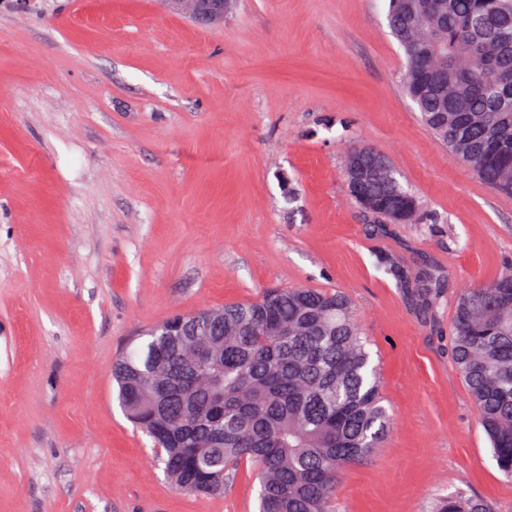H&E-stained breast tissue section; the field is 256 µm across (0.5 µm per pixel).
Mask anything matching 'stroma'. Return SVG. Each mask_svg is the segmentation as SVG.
Masks as SVG:
<instances>
[{"instance_id": "stroma-1", "label": "stroma", "mask_w": 512, "mask_h": 512, "mask_svg": "<svg viewBox=\"0 0 512 512\" xmlns=\"http://www.w3.org/2000/svg\"><path fill=\"white\" fill-rule=\"evenodd\" d=\"M388 0H0V512H257L177 490L112 365L176 314L281 287L343 291L391 415L334 512H512L451 353L461 289L512 263V195L467 170L402 89ZM385 155L413 224L369 222L350 144ZM436 270L435 317L384 268ZM174 11L184 13L200 25L209 26L224 21L232 0H165ZM436 512H491L488 505L483 502L468 498L466 496H458L448 500H443L436 505Z\"/></svg>"}]
</instances>
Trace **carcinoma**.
<instances>
[{
    "label": "carcinoma",
    "mask_w": 512,
    "mask_h": 512,
    "mask_svg": "<svg viewBox=\"0 0 512 512\" xmlns=\"http://www.w3.org/2000/svg\"><path fill=\"white\" fill-rule=\"evenodd\" d=\"M389 23L404 51L405 90L434 137L485 184L512 192V88L472 54L480 41L499 48L512 69V0H447L438 17L422 15L405 30L398 0ZM448 54L446 92L423 87L425 39ZM391 189L359 181L377 223L415 221V197L390 173ZM417 305L435 316L440 279L425 270L410 284ZM224 324L202 309L185 316L200 350L165 336V323L137 335L140 345L112 368L128 419L158 446L171 482L217 495L243 464L258 469V512H329L343 470L379 447L388 422L381 381L349 299L319 288H276L252 302L221 308ZM288 335H281L283 328ZM452 352L500 471L512 478V264L493 282L457 301ZM161 365L178 390L160 399ZM435 512H490L458 496Z\"/></svg>",
    "instance_id": "cac0c4a2"
}]
</instances>
